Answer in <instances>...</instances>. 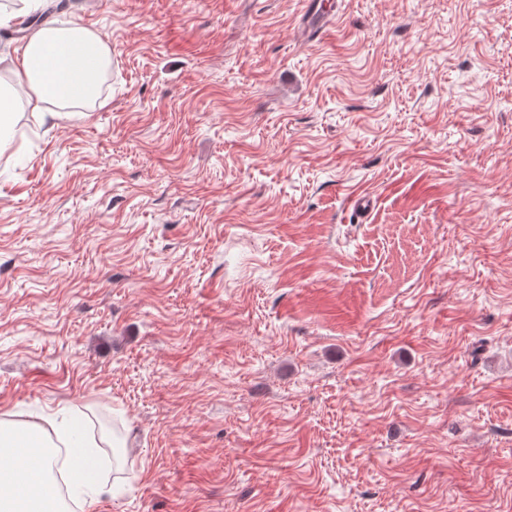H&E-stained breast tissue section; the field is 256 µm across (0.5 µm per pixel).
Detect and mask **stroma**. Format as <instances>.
Instances as JSON below:
<instances>
[{
	"mask_svg": "<svg viewBox=\"0 0 512 512\" xmlns=\"http://www.w3.org/2000/svg\"><path fill=\"white\" fill-rule=\"evenodd\" d=\"M306 2L51 0L111 65L0 164V419L129 426L91 512H512V0ZM315 0L307 1V10L305 15L307 17L306 25H304L303 32L311 34L325 26L329 18V10L325 4H315Z\"/></svg>",
	"mask_w": 512,
	"mask_h": 512,
	"instance_id": "stroma-1",
	"label": "stroma"
}]
</instances>
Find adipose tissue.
I'll return each mask as SVG.
<instances>
[{
	"label": "adipose tissue",
	"mask_w": 512,
	"mask_h": 512,
	"mask_svg": "<svg viewBox=\"0 0 512 512\" xmlns=\"http://www.w3.org/2000/svg\"><path fill=\"white\" fill-rule=\"evenodd\" d=\"M7 61L15 82L0 84V153L14 142L19 89L28 88L26 105L39 124H57L64 107L96 103L111 58L99 33L47 21L30 29ZM103 443L116 459L127 458V438L97 439L65 418L1 419L0 512H71L74 503L85 512L105 490L96 468ZM59 463L76 477L66 498L54 473Z\"/></svg>",
	"instance_id": "obj_1"
}]
</instances>
